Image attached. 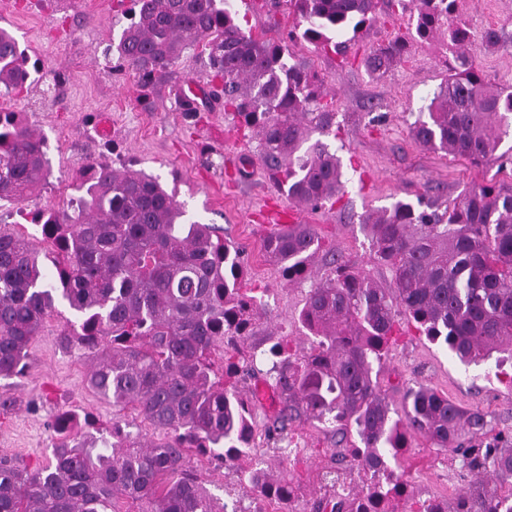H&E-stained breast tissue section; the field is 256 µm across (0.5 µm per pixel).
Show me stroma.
Returning a JSON list of instances; mask_svg holds the SVG:
<instances>
[{
	"mask_svg": "<svg viewBox=\"0 0 512 512\" xmlns=\"http://www.w3.org/2000/svg\"><path fill=\"white\" fill-rule=\"evenodd\" d=\"M244 28L279 39L296 23L287 9L271 11L265 0H235ZM129 0H0V27L16 38L35 80L19 96L0 98V107L20 113L48 145L52 176L27 210L67 207L71 184L90 160L123 163L158 177L184 204L191 220L212 224L237 247L243 262L242 285L262 296L265 314L254 321L242 344L268 347L271 332L299 339L296 320L308 283H288L279 267L261 250L268 231L266 218L291 212L300 223L315 225L327 249L339 260L369 267L385 283L386 267L371 263L369 241L361 226L369 212L393 202L422 198L450 201L475 185L512 188V136L498 156L479 163L426 149L413 138L410 125L447 77L454 58L441 37L417 39L407 19L378 12L363 27L348 53L356 64L340 67L337 56L312 44L295 41L290 51L320 79L324 100L336 106L339 129L327 143L343 164L345 192L334 207L312 209L288 200L260 165L239 174L243 155L257 143L244 137L232 113L212 105L188 118L178 91L186 83L203 87L208 72L202 59L189 53L165 77L141 87L131 69L106 72L103 49L127 24ZM458 9L477 40L472 57L486 82L512 85V42L484 50L478 37L489 28L512 35V0H460ZM403 38L400 63L382 79L370 78L358 59L372 48ZM65 322L49 320L30 349L24 379H0V392L16 406L0 414V454L33 465L48 457L53 444L50 424L57 413L76 409L93 414L100 432L112 426L116 412L85 384L87 363L79 352L62 350L56 340ZM383 388L424 385L468 409L486 413L495 430L512 433V384L494 362L466 365L445 347L411 335L391 348L380 375ZM297 471L302 490L299 512H311L320 497V478L331 466L326 448L330 435L318 423L295 430ZM408 476L409 497L455 499L469 479L457 458L417 437L398 461Z\"/></svg>",
	"mask_w": 512,
	"mask_h": 512,
	"instance_id": "obj_1",
	"label": "stroma"
}]
</instances>
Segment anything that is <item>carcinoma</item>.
<instances>
[{
    "mask_svg": "<svg viewBox=\"0 0 512 512\" xmlns=\"http://www.w3.org/2000/svg\"><path fill=\"white\" fill-rule=\"evenodd\" d=\"M130 22L105 57L130 68L142 87L165 76L189 50L206 57L209 90L256 133L257 156L288 199L332 207L343 196L340 162L323 138L336 131L333 104L319 103L316 76L288 63V41L303 40L348 60L333 36L357 30L379 7L405 13L407 0H289L297 28L288 40L246 31L230 0H130ZM458 0H419L415 33L448 38L456 71L440 84L427 117L411 124L422 146L479 162L496 154L512 128V86L492 88L469 52L468 24ZM403 47L393 42L363 55L366 72L388 75ZM28 61L0 28V97L28 88ZM50 172L46 139L15 112L0 109V203L23 215ZM70 211H37L41 246L0 227V379H22L29 348L66 305L74 319L59 332L65 351L90 360L87 387L119 411L131 410L157 440L112 422L105 448L85 443L95 417L75 409L52 424L47 461L30 466L0 456V512H225L191 471V459L234 469L240 483L296 512L299 484L290 473L251 465L257 442L283 460L296 426L316 421L341 444L361 446L332 457L365 476L337 489L340 475H322L325 493L313 512H392L407 479L391 466L409 435L454 454L475 476L454 501H412L406 512H512V435L492 430L487 414L432 388L403 386V415L393 418L379 381L389 350L407 330L444 346L462 363L512 358V188L475 185L459 199L418 205L398 201L362 220L374 262L389 284L363 267L330 259L332 271H309L323 247L312 224L282 225L263 239L266 254L290 282H310L297 321L308 347L286 336L234 361L228 348L249 333L263 304L241 288L239 252L212 224L186 219L175 196L130 164L90 161L72 184ZM279 396L274 418L257 422L248 400L227 378L251 375L258 359Z\"/></svg>",
    "mask_w": 512,
    "mask_h": 512,
    "instance_id": "carcinoma-1",
    "label": "carcinoma"
}]
</instances>
